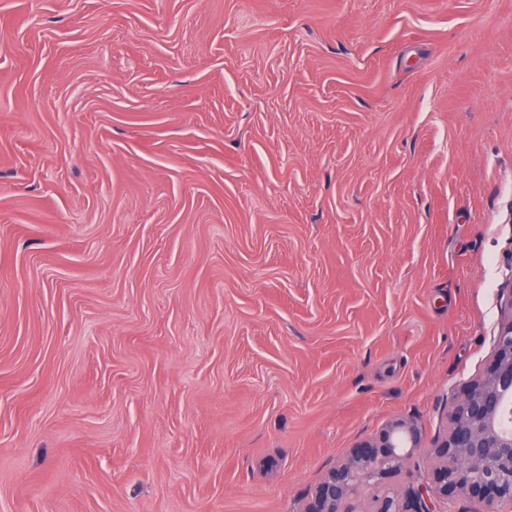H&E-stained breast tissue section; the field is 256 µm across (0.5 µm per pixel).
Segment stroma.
Here are the masks:
<instances>
[{"label": "stroma", "instance_id": "stroma-1", "mask_svg": "<svg viewBox=\"0 0 512 512\" xmlns=\"http://www.w3.org/2000/svg\"><path fill=\"white\" fill-rule=\"evenodd\" d=\"M510 276L512 0H0V512H370ZM421 441L412 421L394 419L351 448L346 462L331 469L302 512H359V488L398 469Z\"/></svg>", "mask_w": 512, "mask_h": 512}]
</instances>
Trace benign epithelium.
Instances as JSON below:
<instances>
[{"label": "benign epithelium", "mask_w": 512, "mask_h": 512, "mask_svg": "<svg viewBox=\"0 0 512 512\" xmlns=\"http://www.w3.org/2000/svg\"><path fill=\"white\" fill-rule=\"evenodd\" d=\"M502 293L506 302L496 353L484 374L452 399L435 462L409 490L413 512H436L433 500L456 496L476 502L480 512H502L503 504L512 503V275ZM420 441L414 422L392 420L328 472L303 512H359V488L398 469ZM372 512H406V507L387 492L375 499Z\"/></svg>", "instance_id": "7a95c632"}]
</instances>
